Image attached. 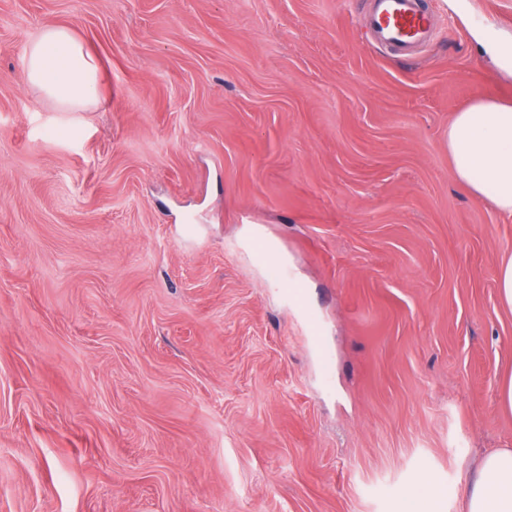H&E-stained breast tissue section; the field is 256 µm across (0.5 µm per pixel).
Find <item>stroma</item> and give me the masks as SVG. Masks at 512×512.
Returning <instances> with one entry per match:
<instances>
[{"instance_id":"1","label":"stroma","mask_w":512,"mask_h":512,"mask_svg":"<svg viewBox=\"0 0 512 512\" xmlns=\"http://www.w3.org/2000/svg\"><path fill=\"white\" fill-rule=\"evenodd\" d=\"M423 5L403 56L369 0H0V512H466L512 217L448 124L512 100V0ZM55 24L82 112L26 80ZM98 66L64 26H47L27 52L28 81L60 112H82L97 101Z\"/></svg>"}]
</instances>
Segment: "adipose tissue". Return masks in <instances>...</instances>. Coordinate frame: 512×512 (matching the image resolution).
Wrapping results in <instances>:
<instances>
[{
  "label": "adipose tissue",
  "mask_w": 512,
  "mask_h": 512,
  "mask_svg": "<svg viewBox=\"0 0 512 512\" xmlns=\"http://www.w3.org/2000/svg\"><path fill=\"white\" fill-rule=\"evenodd\" d=\"M98 66L63 26L44 28L27 52L29 82L63 112L97 101ZM454 175L474 199L512 216V102L477 95L448 125ZM467 512H512V448L486 455L467 498Z\"/></svg>",
  "instance_id": "adipose-tissue-1"
}]
</instances>
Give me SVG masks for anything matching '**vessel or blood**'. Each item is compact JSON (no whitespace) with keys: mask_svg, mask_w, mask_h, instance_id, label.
<instances>
[{"mask_svg":"<svg viewBox=\"0 0 512 512\" xmlns=\"http://www.w3.org/2000/svg\"><path fill=\"white\" fill-rule=\"evenodd\" d=\"M368 26L377 43L409 51L424 45L432 20L417 0H374Z\"/></svg>","mask_w":512,"mask_h":512,"instance_id":"b4317fda","label":"vessel or blood"}]
</instances>
